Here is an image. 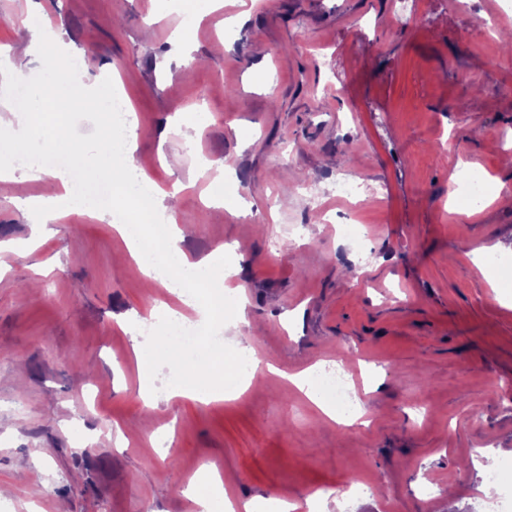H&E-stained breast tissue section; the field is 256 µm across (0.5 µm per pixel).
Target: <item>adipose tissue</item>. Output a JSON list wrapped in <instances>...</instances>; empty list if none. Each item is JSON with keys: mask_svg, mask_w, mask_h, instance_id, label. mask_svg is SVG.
<instances>
[{"mask_svg": "<svg viewBox=\"0 0 512 512\" xmlns=\"http://www.w3.org/2000/svg\"><path fill=\"white\" fill-rule=\"evenodd\" d=\"M16 38L25 54L45 53L46 64L38 79L20 80L9 95L10 100L23 103L24 109L15 139L0 144V179L13 178L14 155L37 148L41 162L35 173L45 192L39 198L26 199V207L59 200L66 204L65 214L113 224L143 278L156 280L158 268H167L172 278L166 281V288L197 313V320L191 322L179 311L169 310L171 322L157 347H137L138 397L145 408H155L161 398L202 403L237 399L252 385L261 362L248 347H241L239 357L247 361L250 371L249 376H242L237 365H225L213 337L224 312L223 262L209 256L190 260L179 246L183 233L177 225L150 224L142 217L148 210L173 213L182 197L181 184L168 190L156 186L145 196L125 181V171L134 166V122L109 130L105 146L95 153L74 147L67 127L55 114L56 104L76 101L89 111L106 113L111 85L89 88L71 80V73L80 66L78 58L66 52L56 34L35 17L22 21ZM169 356L188 363L189 370L187 375L172 378L160 394L152 378L157 363ZM288 380L329 420L339 424L355 421L354 412L336 406L334 388L319 366L289 375Z\"/></svg>", "mask_w": 512, "mask_h": 512, "instance_id": "obj_1", "label": "adipose tissue"}]
</instances>
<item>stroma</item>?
<instances>
[{
    "mask_svg": "<svg viewBox=\"0 0 512 512\" xmlns=\"http://www.w3.org/2000/svg\"><path fill=\"white\" fill-rule=\"evenodd\" d=\"M43 4L131 102L138 174L186 184L182 250L247 244L225 284L277 371L232 401L143 408L134 348L157 339L140 321L171 294L117 263L108 222L49 215L35 238L21 201L41 181H0V512H199L186 490L206 466L236 474L238 503L320 488L324 512H488L485 471L512 459V288L478 260L512 258V205L448 198L465 167L512 197V7L407 0L398 23L396 0H217L190 27L165 0H0V47ZM207 160L239 210L215 206ZM285 224L302 237L278 250ZM336 361L363 393L356 431L286 379ZM357 477L376 493L336 495Z\"/></svg>",
    "mask_w": 512,
    "mask_h": 512,
    "instance_id": "35a3bbf8",
    "label": "stroma"
}]
</instances>
